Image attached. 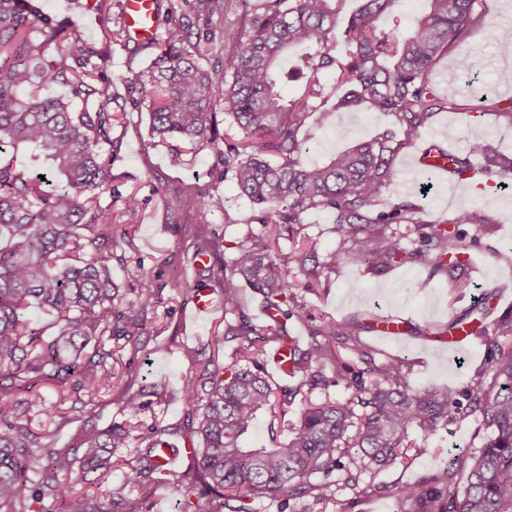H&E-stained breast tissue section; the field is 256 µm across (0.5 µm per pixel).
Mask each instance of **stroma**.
Listing matches in <instances>:
<instances>
[{
  "label": "stroma",
  "instance_id": "1",
  "mask_svg": "<svg viewBox=\"0 0 512 512\" xmlns=\"http://www.w3.org/2000/svg\"><path fill=\"white\" fill-rule=\"evenodd\" d=\"M99 0H37L41 11L49 16L69 20L84 39L107 55L105 68L116 86V102L112 107L120 120L112 130L117 146L112 162V185L115 194L112 210L120 218L114 228L126 235L127 245L118 247L112 257V284L117 290L116 305L134 299L133 284L124 272L128 258L143 261L155 288L158 303L150 309L146 329L139 346L126 338L112 336L106 342L112 350L109 365L113 374L111 390L99 393L82 411L70 413L56 431V444L61 448L77 446L83 428L103 429L123 421L125 391L144 385H158L161 395L139 417L143 426L157 423L173 426L168 440L175 447L187 448L184 430L187 409L182 396V380L190 366V351L207 346L215 329L235 322V310H242L259 321L260 303L249 287L223 303L221 312L201 320L193 311L191 290L199 284L192 266L194 250L201 237L219 241L223 247L233 246L258 215L256 207L242 196L232 180H220L216 156L212 150L189 152L175 141L152 142L150 116L146 109L131 104L124 80L130 75V62L145 65L146 55L137 54L134 39L109 40L123 11L124 0H112V8L102 11ZM501 0H477L476 14L481 21L470 27L458 44L444 52L433 63L428 77L435 94L448 102L447 111L438 113L422 137L403 146L397 164L400 170L397 193L410 196L420 207L419 217L425 222H443L455 211L467 208L474 212H496L500 222L494 232L482 235L473 225H463L469 246L471 264L456 272L454 278H429L417 265L390 270H370L346 261L336 251L338 236L329 213L314 210L300 225L301 235L316 240L317 247L307 267L331 266L330 277L319 287L307 290V275L294 276L295 293L300 312L291 316L288 326L301 345L311 341V328L323 317L337 322L359 317L367 330L361 338L375 362L388 358L404 361L410 387L424 389L449 386L464 391L470 377L482 368L486 358L484 338H475L456 354L439 352L437 343L427 331L443 326L469 310L481 298L484 289L505 287L506 292L496 312L512 310V189L481 192L456 187L448 179L428 182L415 159L431 144L463 149L475 136L486 138L503 153L512 154V125L499 117L498 111L512 100V46H501L487 39L492 24L512 25V15H504ZM467 56L479 57L482 66L470 82H463L457 63ZM387 122L371 112H337L328 123L309 119L302 136L306 141L303 159L321 163L357 142L374 138L385 131ZM219 182L218 199L205 217L202 227L168 224L163 220L168 206H186L190 198L187 188ZM430 183L428 192L419 186ZM180 278L183 289L171 288L173 278ZM468 281L465 291L454 288V280ZM394 313L408 322L410 338L405 342L385 340L369 332L376 313ZM298 405H291L285 416L260 414L247 443L252 447L270 441L287 442L290 427L297 418ZM488 433L480 429L474 417H453L436 438L426 444L427 452L406 457L380 469L368 470L359 478V491L348 489L337 493V502L328 509L305 510L303 503L289 505L264 500L254 503V512H393L390 488L424 478L447 466L449 460L466 456L480 448Z\"/></svg>",
  "mask_w": 512,
  "mask_h": 512
}]
</instances>
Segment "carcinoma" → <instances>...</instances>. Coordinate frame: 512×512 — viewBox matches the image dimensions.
Instances as JSON below:
<instances>
[{
    "label": "carcinoma",
    "mask_w": 512,
    "mask_h": 512,
    "mask_svg": "<svg viewBox=\"0 0 512 512\" xmlns=\"http://www.w3.org/2000/svg\"><path fill=\"white\" fill-rule=\"evenodd\" d=\"M232 0H195L196 17L169 23L158 41L141 46L154 56L132 71L128 92L134 104L150 111L151 136L177 140L194 151L212 149L223 175L259 208V233L248 230L228 260L220 259L217 241L198 249L214 258L199 274L224 294L243 279L262 307L274 311L264 325L239 314L211 337L212 355L193 359L183 378L189 413L199 415L189 431V469L164 470L148 452L135 461L113 459L111 448L128 446L148 408L143 390L125 394L129 419L103 430H83L79 446L58 448L61 403L45 394L52 384L63 394L112 389L103 336L115 330L138 344L146 312L156 303L144 264L131 259L125 272L137 283L136 299L112 311V207L100 206L113 193L110 133L116 116L112 78L103 73L102 51L67 21L38 12L34 0H0V512H144V499L132 493L104 509L79 483H103L123 465L125 485L142 491L167 481L188 484L181 512H253L265 499L336 501L344 488H357L361 473L384 467L408 448L416 431L428 439L448 425V416H476L489 431L469 458H454L432 475L392 489L403 512H512V310L492 323L487 339L489 365L472 377L461 406L450 387L415 390L405 382L403 361L376 364L363 343L364 325L353 317L339 324L323 319L313 328L307 348L288 330L289 312L298 308L288 277L305 271L315 251L310 239L283 248L279 240L299 234L298 225L313 209L329 212L338 233L337 251L353 264L396 268L426 267L431 277L447 276L467 265L468 245L460 229L473 224L490 231L497 215L459 209L444 224H421L420 207L399 196L388 209L371 206L395 189V159L403 146L421 137L445 108L429 86L433 61L457 43L479 18L476 0H424L413 27L401 34L380 24L400 0H362L348 19L340 18V0H264L263 11H243L237 28H221ZM349 44L347 59L331 54L336 36ZM235 52L229 64H210L217 37ZM294 70L302 83L288 99L279 84L282 62L297 49ZM336 70L338 94L324 96L321 80ZM57 93L45 96L42 90ZM222 107L234 133L220 134L216 107ZM377 112L398 126L403 138L388 132L358 143L321 164L302 159L306 121L316 112ZM448 158V174L471 178L473 158H484L483 179L512 187V156L498 153L481 138L459 152L433 145ZM215 182L189 191L193 206L175 209L171 224L197 226L209 208ZM415 224L418 240L405 246L394 225ZM37 308L57 317L53 335L30 319ZM486 308L475 306L449 321L444 331L463 325L484 336ZM237 340L234 363L221 368L215 354L224 337ZM349 359L367 364L353 371ZM291 346L292 374L300 387L278 396L264 371V344ZM348 377L354 388L344 402H301L298 424L288 443L245 448L241 441L263 411L292 404L301 387L312 391L330 384L328 365ZM369 382H364V375Z\"/></svg>",
    "instance_id": "cac0c4a2"
}]
</instances>
